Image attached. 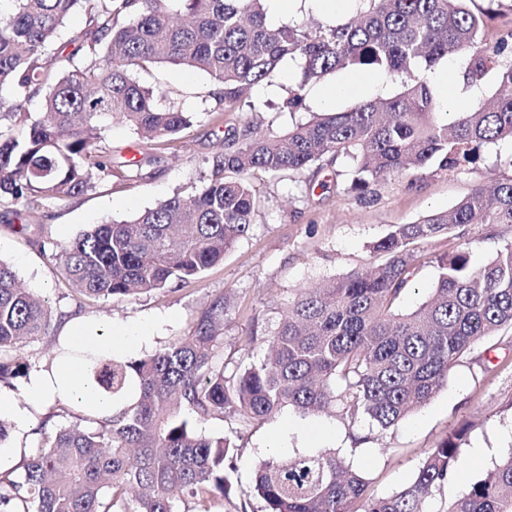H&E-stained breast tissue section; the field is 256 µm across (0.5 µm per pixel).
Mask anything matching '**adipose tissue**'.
<instances>
[{"instance_id": "adipose-tissue-1", "label": "adipose tissue", "mask_w": 512, "mask_h": 512, "mask_svg": "<svg viewBox=\"0 0 512 512\" xmlns=\"http://www.w3.org/2000/svg\"><path fill=\"white\" fill-rule=\"evenodd\" d=\"M65 340L80 349H88L98 356H109L119 350H130L150 337L148 325L127 327L88 322L75 317L68 320L62 330ZM90 362L85 358H62L51 369L30 372L25 385L26 409L15 408L8 397L0 396V411L11 412L18 429H26L31 412L54 399H63L83 408L91 416H111L112 398L103 393L89 379Z\"/></svg>"}]
</instances>
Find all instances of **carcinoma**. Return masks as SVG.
Instances as JSON below:
<instances>
[{
    "instance_id": "cac0c4a2",
    "label": "carcinoma",
    "mask_w": 512,
    "mask_h": 512,
    "mask_svg": "<svg viewBox=\"0 0 512 512\" xmlns=\"http://www.w3.org/2000/svg\"><path fill=\"white\" fill-rule=\"evenodd\" d=\"M0 17V203L35 213L102 182L141 171L102 147L103 119L140 134L155 149L178 139L195 115L159 110L163 90L138 75L158 64L198 70L214 84L203 113L218 121L236 111L286 58L303 61V80L338 70L406 76L403 90L327 112L271 137L259 126L227 129L201 185L176 192L130 220L98 224L62 248L64 274L86 297L124 300L201 276L249 231L259 198L251 176L302 175L349 160L350 189L364 197L388 176L410 184L423 171H463L480 149L512 140V61L499 73L491 103H477L453 124L441 120L418 71L450 55L465 60L463 80L482 82L491 59L512 43L482 38L483 19L466 0H355L346 22L309 28L266 21L263 0H10ZM81 6L88 28L63 45L54 35ZM41 98L35 117L27 108ZM303 85L281 111L304 109ZM488 237L512 229V177L478 186L446 211L400 224L373 243L383 260L324 288H302L267 339L268 353L230 377L216 360L224 344L226 301L200 313L191 335L138 359L98 357L90 373L117 403L109 418L81 417L44 435L16 480L0 474V512H215L245 446L206 436L193 424L211 418L243 426L289 407L333 413L351 427L383 433L425 405L474 348L512 331V240L484 266L470 265V227ZM447 236L453 246L432 259L433 288L411 310L404 294L423 266L421 246ZM50 312L20 288L0 261V353L45 336ZM30 364L0 357V380L28 375ZM139 395L128 399L131 381ZM462 426L424 451L402 490L366 496L368 481L334 450L260 461L237 512H512V457L464 487L448 506L437 496L462 453Z\"/></svg>"
}]
</instances>
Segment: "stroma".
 Here are the masks:
<instances>
[{
  "mask_svg": "<svg viewBox=\"0 0 512 512\" xmlns=\"http://www.w3.org/2000/svg\"><path fill=\"white\" fill-rule=\"evenodd\" d=\"M468 8L484 16L483 37L493 42L512 31V0H469ZM162 87L156 105H177L195 113L182 138L144 165L140 178L115 181L85 194L41 208L34 219L19 221L14 205H0V259L8 262L24 288L47 302L52 316L49 335L24 343L17 357L32 367L44 365L55 353L65 317L81 315L117 325L153 326L149 345L132 351V358L154 352L168 342L189 335L200 312L215 297H225L224 345L217 358L225 374L240 372L263 359L262 335L271 333L288 309L297 289L311 288L362 271L375 262L372 244L395 225L415 222L431 212L451 208L477 185L512 176V142L502 141L482 151L474 165L451 174H426L416 184L392 176L373 195L361 198L348 188L345 163L318 175L288 172L276 176L255 174L252 182L261 199L248 235L222 262L181 285L135 299L73 300L60 259L41 251L40 242L65 246L81 231L111 220H128L174 192L198 186L208 159L224 150L227 127L253 122L271 136L287 133L296 123L309 120L318 107L313 99L317 82H304L300 59L282 62L277 77L255 87L251 105L211 121L203 110L211 88L198 71L161 65L143 77ZM303 87L304 110L277 111L276 103L289 91ZM471 423L456 477L439 498L453 501L458 492L482 478L501 458L512 454V339L493 338L477 346L468 360L453 368L448 382L424 406L378 438H370L368 425L350 430L330 414L300 416L282 410L273 420L243 428L237 422L212 419L197 424L205 435L242 437L246 451L230 475L232 484L224 512L251 482L258 461L270 455L292 457L327 449L355 448L350 461L364 471L367 494L392 495L404 488L418 469L424 449L464 423ZM484 449L483 457L472 454Z\"/></svg>",
  "mask_w": 512,
  "mask_h": 512,
  "instance_id": "obj_1",
  "label": "stroma"
}]
</instances>
